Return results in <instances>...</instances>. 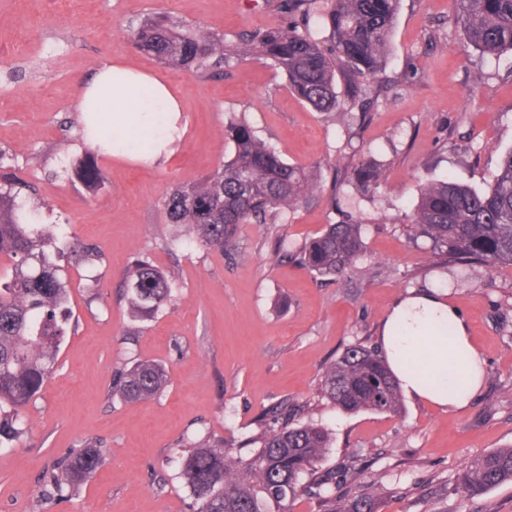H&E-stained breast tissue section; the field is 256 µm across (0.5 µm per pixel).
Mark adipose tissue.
I'll list each match as a JSON object with an SVG mask.
<instances>
[{"mask_svg": "<svg viewBox=\"0 0 512 512\" xmlns=\"http://www.w3.org/2000/svg\"><path fill=\"white\" fill-rule=\"evenodd\" d=\"M77 110L91 145L115 140L112 155L155 162L172 152L171 136L181 105L162 78L116 62L104 65L82 85ZM453 326L452 337L438 334L441 322ZM379 340L392 370L408 397L451 411L466 408L479 391L483 357L469 335L462 312L435 289L413 292L394 302ZM456 352L460 375L448 371V354ZM425 359L435 372L433 382L407 373L408 360Z\"/></svg>", "mask_w": 512, "mask_h": 512, "instance_id": "obj_1", "label": "adipose tissue"}]
</instances>
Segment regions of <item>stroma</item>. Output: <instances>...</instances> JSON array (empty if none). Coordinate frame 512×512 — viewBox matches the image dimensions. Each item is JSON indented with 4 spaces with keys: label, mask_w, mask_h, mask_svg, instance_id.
<instances>
[{
    "label": "stroma",
    "mask_w": 512,
    "mask_h": 512,
    "mask_svg": "<svg viewBox=\"0 0 512 512\" xmlns=\"http://www.w3.org/2000/svg\"><path fill=\"white\" fill-rule=\"evenodd\" d=\"M278 0H0V163L22 181L19 198L41 221L93 244L100 260L60 252L70 282L71 329L58 367L26 409L27 430L0 448V512H190L177 443L221 438L246 446L260 414L282 400L307 405L331 441L324 465L355 466L347 488L376 497L377 512H512V483L470 497L454 492L471 458L512 446V267L439 268L425 240L401 218L423 182L443 178L486 189L512 151V55L465 47L453 0H402L385 78L371 108L327 117L291 93L259 61L198 76L139 52L138 19L167 13L236 40L283 24ZM122 61L161 75L184 107V132L167 161L92 153L81 137L77 95L99 66ZM476 104L463 109L469 88ZM242 112L293 165L323 185L276 224L242 225L235 251L180 247L165 202L172 188L214 171L231 153L227 113ZM369 157L382 182L371 196L335 184L336 166ZM97 187L80 178L86 161ZM365 220L364 255L328 279L273 260L275 237L302 245L341 212ZM142 253L177 283L174 307L133 315L124 273ZM436 288L464 314L485 359L471 404L448 412L403 399L396 413L336 410L318 392L325 366L356 342H377L392 303ZM163 364L158 398L127 403L112 376L132 359ZM93 441L106 464L64 501L44 477L72 449Z\"/></svg>",
    "instance_id": "35a3bbf8"
}]
</instances>
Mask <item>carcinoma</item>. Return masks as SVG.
Masks as SVG:
<instances>
[{"instance_id":"carcinoma-1","label":"carcinoma","mask_w":512,"mask_h":512,"mask_svg":"<svg viewBox=\"0 0 512 512\" xmlns=\"http://www.w3.org/2000/svg\"><path fill=\"white\" fill-rule=\"evenodd\" d=\"M455 25L465 43L484 55L512 53V0H454ZM290 20L239 41L196 29L172 17L141 20L133 34L136 48L159 62L196 74L248 60L280 71L290 90L314 110L331 114L340 107L337 78L351 87V106L367 90L379 92L400 0H279ZM317 15L325 36L316 39L304 21ZM224 139L231 157L204 178L177 186L166 203L169 223L189 229L188 243L203 250L235 247L243 224H274L290 209L316 195L314 173L291 165L243 115L229 114ZM343 180L373 192L379 168L370 160L341 168ZM15 184L0 186V447L25 431L24 410L42 392L66 335L69 282L55 262L56 228L37 224V210L15 204ZM403 221L415 237L431 243L447 262H474L487 268L512 266V151L499 167L490 189L477 192L447 178L425 183ZM365 224L342 220L307 240L288 256L319 276L345 274L363 254ZM69 253L87 261L98 254L77 236ZM128 304L134 314L153 317L176 300V283L149 257L137 255L125 274ZM167 385L165 369L139 360L117 375L112 393L126 402L150 400ZM320 390L337 410L396 413L401 387L383 352L355 343L330 362ZM304 406L282 403L267 411L277 427L256 438L258 447L242 456L209 439H192L179 448L181 476L192 494V512H290L301 491L318 503V512H376L372 496L341 497L336 473L322 462L329 448L327 429L294 423ZM104 464L100 446L91 442L69 453L46 478L48 492L60 498L91 478ZM512 482V448H500L469 460L454 490L481 495Z\"/></svg>"}]
</instances>
